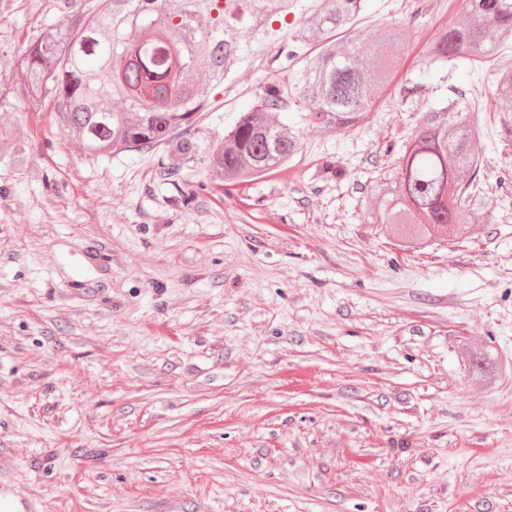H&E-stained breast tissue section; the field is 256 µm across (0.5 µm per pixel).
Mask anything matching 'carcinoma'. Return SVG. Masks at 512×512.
I'll list each match as a JSON object with an SVG mask.
<instances>
[{
  "label": "carcinoma",
  "instance_id": "1",
  "mask_svg": "<svg viewBox=\"0 0 512 512\" xmlns=\"http://www.w3.org/2000/svg\"><path fill=\"white\" fill-rule=\"evenodd\" d=\"M366 0H320L316 20L288 27V0H96L93 9L51 26L20 52L14 68L28 106L56 100L64 130L92 158L127 151L151 152L179 139L188 161L196 144L185 137L209 107L212 82H222L262 39L279 45L283 63L299 59L298 49L317 45L301 79L288 87L268 84L254 107L238 113L211 150V167L224 186L251 183L287 166L299 132L267 114H280L293 97L300 121L325 133L363 124L386 86L407 37L391 26L368 35L375 55L359 63L362 39L355 33ZM468 22L446 28L423 52L422 64L481 63L512 40V0H466ZM281 28H273V23ZM208 73L194 77L200 61ZM500 101V133L512 140V67L494 73ZM467 107L456 99L424 116L389 174L390 192L368 211L367 223L387 226L404 251L468 233L467 207L479 193L481 158L474 131L463 120ZM14 138L7 158H26L23 126L0 124ZM469 374L485 380L497 369L491 349L464 351Z\"/></svg>",
  "mask_w": 512,
  "mask_h": 512
}]
</instances>
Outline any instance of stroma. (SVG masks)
<instances>
[{
    "label": "stroma",
    "mask_w": 512,
    "mask_h": 512,
    "mask_svg": "<svg viewBox=\"0 0 512 512\" xmlns=\"http://www.w3.org/2000/svg\"><path fill=\"white\" fill-rule=\"evenodd\" d=\"M89 3L0 0V117L26 134L25 162L0 164V449L18 491L39 512H512V142L491 77L512 41L424 69L465 0L411 22L367 0L360 32L414 35L366 124L302 128L289 165L228 188L212 147L300 67L258 70L253 44L191 127L192 162L170 145L93 161L12 69ZM474 84L495 192L464 238L401 250L366 221L386 147ZM470 340L492 379L469 376ZM464 355L473 378L486 380L496 372L497 362L491 349L470 345L465 348Z\"/></svg>",
    "instance_id": "35a3bbf8"
}]
</instances>
